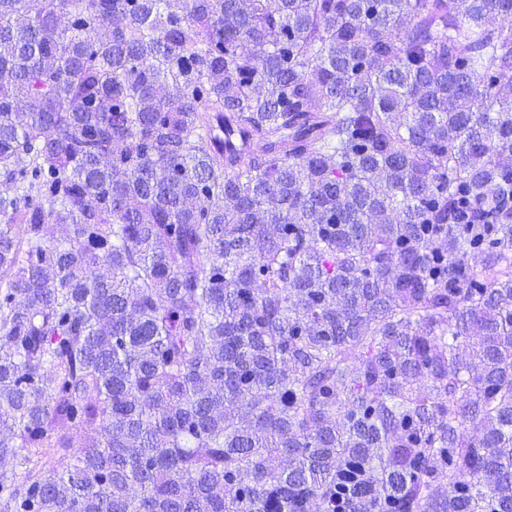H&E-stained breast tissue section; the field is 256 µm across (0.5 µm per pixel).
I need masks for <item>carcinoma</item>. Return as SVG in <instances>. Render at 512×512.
Instances as JSON below:
<instances>
[{"mask_svg":"<svg viewBox=\"0 0 512 512\" xmlns=\"http://www.w3.org/2000/svg\"><path fill=\"white\" fill-rule=\"evenodd\" d=\"M499 17L0 0V512H512Z\"/></svg>","mask_w":512,"mask_h":512,"instance_id":"carcinoma-1","label":"carcinoma"}]
</instances>
